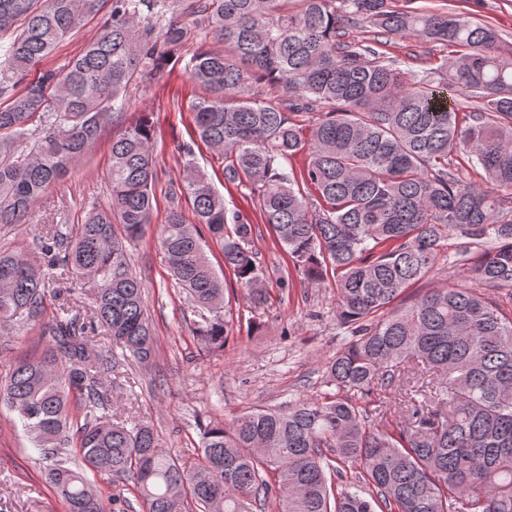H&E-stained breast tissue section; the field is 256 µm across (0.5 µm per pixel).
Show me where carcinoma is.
<instances>
[{
    "label": "carcinoma",
    "instance_id": "cac0c4a2",
    "mask_svg": "<svg viewBox=\"0 0 512 512\" xmlns=\"http://www.w3.org/2000/svg\"><path fill=\"white\" fill-rule=\"evenodd\" d=\"M105 2L0 0V35L11 33L0 41V99L9 98L0 106V225L26 222L194 22L222 45L185 65L207 93L189 105L197 136L224 157V181L257 195L302 279L333 278L336 320L349 339L326 366L327 391L205 427L188 467L149 426L110 419L98 376L112 362L92 347L96 332L144 366L155 354L142 282L122 243L150 223L154 127L146 116L126 127L112 140V208L90 212L75 238L68 225H52L34 258L0 252V329L42 317L46 268L98 281L89 322L59 308L40 325L46 349L0 380V404L48 461L45 477L65 512H112L120 500L89 471L131 483L147 512H252L273 492L278 512H512V316L471 288L400 300L453 234L465 245L446 255L451 267L486 288L512 287V60L496 55L499 31L395 0H112L94 42L25 82ZM348 18L455 53L441 59V77L417 79L373 49L338 41ZM263 79L283 93L254 97ZM461 96L480 105L476 120L460 114ZM194 146L181 145L179 193L262 307L254 225L228 218L224 197L194 166ZM303 152L300 174L283 165ZM455 152L483 170L485 186L453 167ZM160 244L199 309V335L224 345V280L197 224L172 211ZM472 246L483 248L474 264ZM345 468L353 480L333 485Z\"/></svg>",
    "mask_w": 512,
    "mask_h": 512
}]
</instances>
